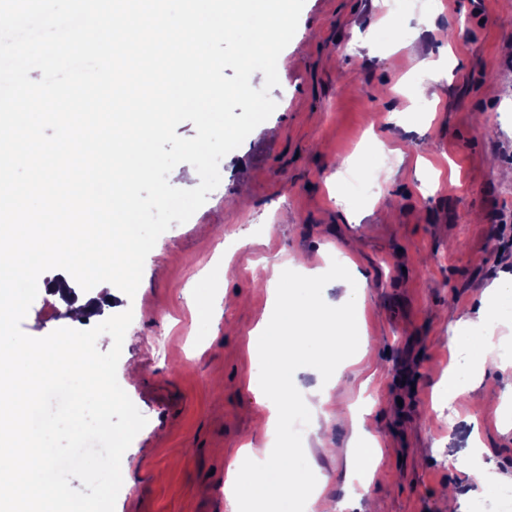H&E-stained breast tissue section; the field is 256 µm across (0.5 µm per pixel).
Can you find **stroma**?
Returning <instances> with one entry per match:
<instances>
[{
  "label": "stroma",
  "mask_w": 512,
  "mask_h": 512,
  "mask_svg": "<svg viewBox=\"0 0 512 512\" xmlns=\"http://www.w3.org/2000/svg\"><path fill=\"white\" fill-rule=\"evenodd\" d=\"M366 33L373 54L362 59ZM283 55L277 107L221 160L219 186L158 238L135 296L116 292L79 324L133 313L117 379L147 424L122 457L115 512H229L224 482L265 414L248 385L269 365L246 337L269 280L300 256L329 279L337 257L352 258L370 283L374 343L334 398L382 444L370 496L346 499L353 419L294 410L281 435L302 476L325 486L314 512H448L452 496L462 512L476 501L494 512L500 487L484 485L463 451L478 429L483 462L512 474V349L474 370L453 330L512 275V0H306ZM424 57L449 60L434 101L414 95ZM349 158L372 188L345 186L339 202L332 180ZM374 191L389 218L355 220ZM96 295L47 270L21 329L42 338L70 327L65 303ZM194 296L211 308L192 307ZM452 363L471 390L442 408L434 392Z\"/></svg>",
  "instance_id": "obj_1"
}]
</instances>
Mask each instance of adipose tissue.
I'll use <instances>...</instances> for the list:
<instances>
[{
	"label": "adipose tissue",
	"mask_w": 512,
	"mask_h": 512,
	"mask_svg": "<svg viewBox=\"0 0 512 512\" xmlns=\"http://www.w3.org/2000/svg\"><path fill=\"white\" fill-rule=\"evenodd\" d=\"M304 275L308 292L300 302L293 298L282 278L269 281L268 309L249 333L251 356L270 366L267 385L253 389L257 402L266 408V442L261 446L247 442L240 453L252 497L262 499L274 492L281 497H302L312 506L322 496L323 486L302 481L293 464L295 448L278 443L288 405V386L296 368L308 360L311 345L320 347L318 358L312 362L314 369L321 371L335 366L337 352H366L371 338L362 331L369 286L366 278L352 276L348 267L338 268L336 281L344 293L338 302L328 304L318 293L321 283L317 269H305Z\"/></svg>",
	"instance_id": "1"
}]
</instances>
